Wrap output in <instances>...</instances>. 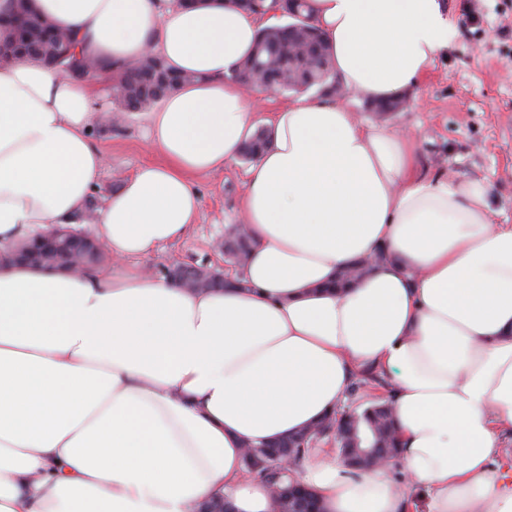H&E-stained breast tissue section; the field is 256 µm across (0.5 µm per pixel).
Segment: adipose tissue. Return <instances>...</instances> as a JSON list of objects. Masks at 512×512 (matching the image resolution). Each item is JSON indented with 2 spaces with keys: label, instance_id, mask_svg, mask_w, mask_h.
<instances>
[{
  "label": "adipose tissue",
  "instance_id": "adipose-tissue-1",
  "mask_svg": "<svg viewBox=\"0 0 512 512\" xmlns=\"http://www.w3.org/2000/svg\"><path fill=\"white\" fill-rule=\"evenodd\" d=\"M86 58L162 57L191 82L147 116L161 162L97 211L112 264H0V512H278L244 464L336 412L364 369L388 383L406 478L326 448L292 464L323 512H512V224L488 189L428 174L408 132L302 96L275 112L241 211L251 250L190 292L136 258L183 240L195 178L254 131L232 76L259 28L221 0H34ZM343 84L397 97L458 34L445 0H308ZM111 77L0 67V251L83 212L106 158ZM371 270L326 290L355 262Z\"/></svg>",
  "mask_w": 512,
  "mask_h": 512
}]
</instances>
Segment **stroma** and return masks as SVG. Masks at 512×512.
Masks as SVG:
<instances>
[{
  "instance_id": "obj_1",
  "label": "stroma",
  "mask_w": 512,
  "mask_h": 512,
  "mask_svg": "<svg viewBox=\"0 0 512 512\" xmlns=\"http://www.w3.org/2000/svg\"><path fill=\"white\" fill-rule=\"evenodd\" d=\"M458 27L427 74L412 86L409 105L379 116L366 99L347 94L344 103L362 122L413 134L423 165L461 181L487 186L491 218L512 224V0H447ZM147 115L126 114L118 124L95 126L92 137L107 158L94 202L116 192L123 179L160 155L144 142ZM250 163L237 159L214 175L198 178L200 208L189 236L142 258L144 268L176 259L234 271L217 247L224 229L240 221V199Z\"/></svg>"
}]
</instances>
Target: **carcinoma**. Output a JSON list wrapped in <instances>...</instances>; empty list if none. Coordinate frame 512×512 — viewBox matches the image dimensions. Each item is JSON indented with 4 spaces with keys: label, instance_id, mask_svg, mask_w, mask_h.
<instances>
[{
    "label": "carcinoma",
    "instance_id": "cac0c4a2",
    "mask_svg": "<svg viewBox=\"0 0 512 512\" xmlns=\"http://www.w3.org/2000/svg\"><path fill=\"white\" fill-rule=\"evenodd\" d=\"M299 16L277 27L259 29L249 55L237 73L242 79L252 78L276 92H296L298 86L310 90L325 88L336 82V72L330 57L315 52L311 44L319 39L316 28L304 21L305 4L299 3ZM11 30L12 38L0 43V52L19 60L37 56L47 64L59 68L63 73L82 65L84 58L74 50L71 36L56 30L39 14L20 9L7 17H0V27ZM308 29L306 50L300 55L288 54V42L302 29ZM191 80V77L174 73L157 57H149L138 65L125 68L117 86L114 100L122 112H143L160 102L175 86ZM269 145V137L250 139L243 147L242 155L254 160ZM228 238L235 248L229 257L242 263L249 249L246 236L232 227ZM387 382L377 373L363 371L352 382L351 394L360 390L386 388ZM338 423L340 437L336 439L340 454L355 464L365 460H376L388 456L393 465L401 462L397 435L391 409L384 403H373L361 411L352 410L340 420L334 416L318 424L303 441V447L291 449V456L299 458L311 446L324 439L323 433L331 423ZM283 451V444L254 449L246 455V466L262 480H271L277 475L276 463ZM281 512H319L316 501L304 487L296 485L279 496Z\"/></svg>",
    "mask_w": 512,
    "mask_h": 512
}]
</instances>
